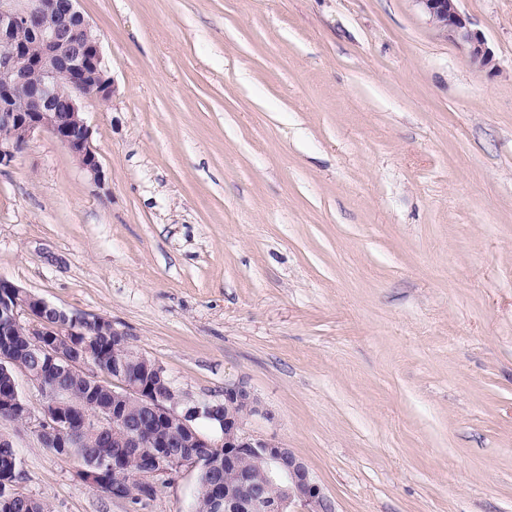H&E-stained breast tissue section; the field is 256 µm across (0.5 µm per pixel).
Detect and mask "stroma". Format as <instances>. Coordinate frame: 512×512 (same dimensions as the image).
Masks as SVG:
<instances>
[{"label":"stroma","instance_id":"obj_1","mask_svg":"<svg viewBox=\"0 0 512 512\" xmlns=\"http://www.w3.org/2000/svg\"><path fill=\"white\" fill-rule=\"evenodd\" d=\"M478 68L416 0H80L112 78L105 174L51 136L0 168V276L110 319L337 512H512V0H459ZM51 512H192L83 483L0 426Z\"/></svg>","mask_w":512,"mask_h":512}]
</instances>
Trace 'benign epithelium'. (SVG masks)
Here are the masks:
<instances>
[{"mask_svg":"<svg viewBox=\"0 0 512 512\" xmlns=\"http://www.w3.org/2000/svg\"><path fill=\"white\" fill-rule=\"evenodd\" d=\"M430 21L456 41L481 68L495 66L483 35L471 28L457 7V0H416ZM79 0H0V166L15 162L31 139L42 133L52 136L78 163L97 187L105 174L92 145V130L83 112L89 98L108 99L112 79L104 60L100 37L80 11ZM26 92L17 105L18 91ZM27 323L36 337L46 370L15 369L4 390L0 408L23 420L34 419L37 439L51 436L59 455L79 461L77 475L84 483L100 488L109 477L114 497L131 499L153 489L146 478L176 474L184 468L197 470L212 494L217 512H336L332 498L308 464L273 436L258 434L247 420L263 414L259 399L246 383L224 384V399L192 400L167 383L159 393L147 379H128L120 368L112 369V404H72L58 386L47 388V373L98 380L92 358L65 352L71 336L84 335L93 324L103 336L125 340L112 321L68 312L45 298L0 277V327ZM35 384L41 395L40 415L23 394L18 375ZM135 397L152 424L148 430L131 422L125 402ZM91 433L112 434L118 452L102 462H84L70 438L73 420ZM150 449L149 469L136 482L121 480L127 457ZM257 463L259 475L242 471L240 462ZM237 472V481L220 482L219 476ZM277 492H269V486Z\"/></svg>","mask_w":512,"mask_h":512,"instance_id":"1","label":"benign epithelium"}]
</instances>
